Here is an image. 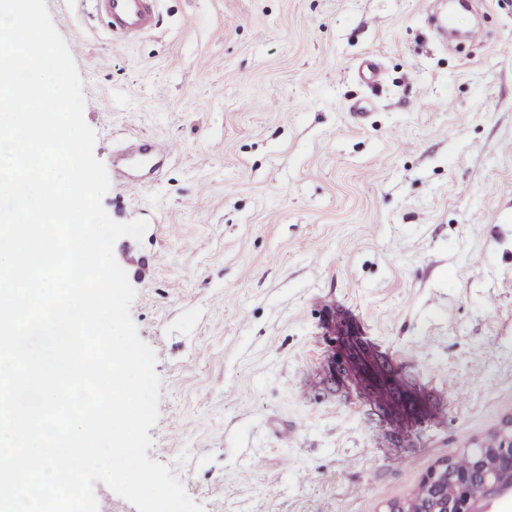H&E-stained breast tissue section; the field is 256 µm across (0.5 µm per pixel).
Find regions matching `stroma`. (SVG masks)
<instances>
[{
    "instance_id": "1",
    "label": "stroma",
    "mask_w": 512,
    "mask_h": 512,
    "mask_svg": "<svg viewBox=\"0 0 512 512\" xmlns=\"http://www.w3.org/2000/svg\"><path fill=\"white\" fill-rule=\"evenodd\" d=\"M477 2L456 49L427 0H158L131 43L46 0L85 46L103 206L148 223L114 245L162 380L148 456L204 512H383L512 418V0ZM131 135L180 153L129 197ZM334 317L425 424L392 437L327 378Z\"/></svg>"
}]
</instances>
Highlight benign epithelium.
Returning <instances> with one entry per match:
<instances>
[{
  "instance_id": "benign-epithelium-1",
  "label": "benign epithelium",
  "mask_w": 512,
  "mask_h": 512,
  "mask_svg": "<svg viewBox=\"0 0 512 512\" xmlns=\"http://www.w3.org/2000/svg\"><path fill=\"white\" fill-rule=\"evenodd\" d=\"M337 355L332 357L328 376L333 381L347 380L369 399L374 411L397 425L422 423L426 416L423 401L415 398L407 383L398 380L393 391L385 385L386 373L382 357L362 336L348 325L337 330ZM484 442L472 450L473 469L480 482L479 491L469 493L462 502L454 503L451 512H491V506L512 492V455L503 461H491L484 456ZM429 489V477H424L418 489L400 506L402 512H418L420 500Z\"/></svg>"
}]
</instances>
